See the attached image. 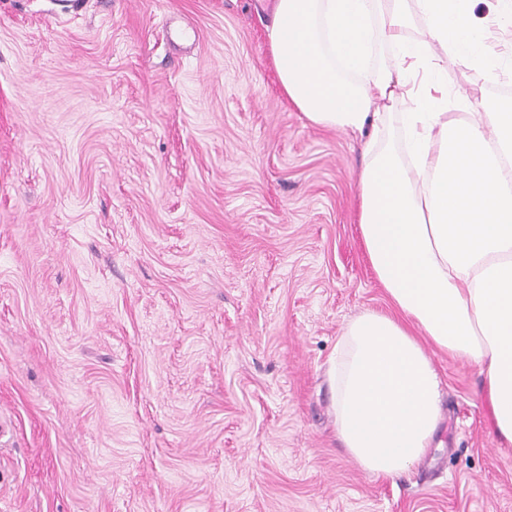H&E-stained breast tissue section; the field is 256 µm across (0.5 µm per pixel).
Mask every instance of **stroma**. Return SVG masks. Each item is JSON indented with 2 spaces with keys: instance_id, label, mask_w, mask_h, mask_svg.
Here are the masks:
<instances>
[{
  "instance_id": "35a3bbf8",
  "label": "stroma",
  "mask_w": 512,
  "mask_h": 512,
  "mask_svg": "<svg viewBox=\"0 0 512 512\" xmlns=\"http://www.w3.org/2000/svg\"><path fill=\"white\" fill-rule=\"evenodd\" d=\"M268 0H0V512H512L477 369L363 471L329 361L389 311L364 139L282 95ZM484 111L496 82L448 58Z\"/></svg>"
}]
</instances>
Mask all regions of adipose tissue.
<instances>
[{
    "label": "adipose tissue",
    "instance_id": "ef3b65f1",
    "mask_svg": "<svg viewBox=\"0 0 512 512\" xmlns=\"http://www.w3.org/2000/svg\"><path fill=\"white\" fill-rule=\"evenodd\" d=\"M474 0H271L283 95L315 125L371 131L358 222L394 314L367 310L338 337L329 379L337 434L362 470L406 473L441 423L419 342L467 359L492 427L512 445V101L474 112L450 97L441 52L490 80L501 64ZM425 36L408 38L412 20ZM389 64L376 62L381 44ZM400 142H385L395 104ZM459 118H449V110Z\"/></svg>",
    "mask_w": 512,
    "mask_h": 512
}]
</instances>
